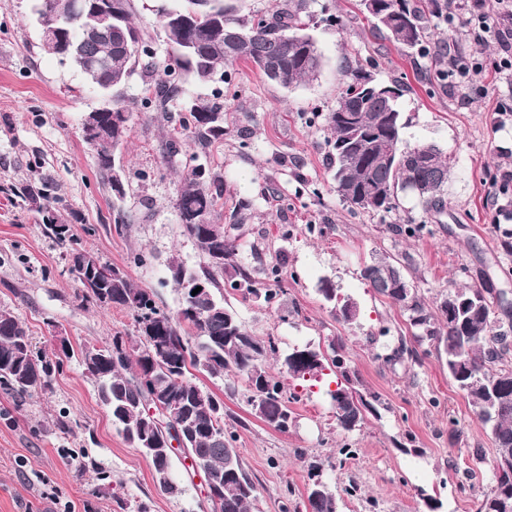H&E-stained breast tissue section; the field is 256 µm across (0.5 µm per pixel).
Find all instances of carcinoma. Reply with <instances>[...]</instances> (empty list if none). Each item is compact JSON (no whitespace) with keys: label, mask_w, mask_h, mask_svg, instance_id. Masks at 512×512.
Listing matches in <instances>:
<instances>
[{"label":"carcinoma","mask_w":512,"mask_h":512,"mask_svg":"<svg viewBox=\"0 0 512 512\" xmlns=\"http://www.w3.org/2000/svg\"><path fill=\"white\" fill-rule=\"evenodd\" d=\"M106 0H84L81 12L71 11L56 43L44 49L84 66L87 56L100 66L92 84L112 96V111L102 113L101 136L95 147L97 167L112 190L115 223L125 224L122 149L128 142L132 112L123 104L124 91L135 67L151 72L161 68L164 78L146 88L147 105L163 106L179 93L178 75L188 72L201 82L225 73V67L243 61L269 82L291 88L314 78L321 67L316 42L307 33L302 14L309 0H287L270 17L244 13V0H161L155 15L168 57L159 66L151 45L134 20L133 0H118L119 14L112 42L83 40L89 18ZM449 0H359L360 11L374 33L400 49L420 52L434 38L432 19H448ZM382 87L374 77L358 69L353 81L337 94L336 108L325 116L328 160L336 193L354 213L388 214L401 201L413 198L425 211L441 213L448 182V157L434 143L408 142L407 122L399 99L404 85L395 80L391 94L381 97ZM180 127L191 131L192 140L209 146L224 135V101L216 97L194 105ZM197 154L186 159L174 207L180 234L191 240L202 262L196 269L176 256L167 260L171 281L181 295L175 313L163 312L156 320L150 314L159 305L155 293L134 283L127 271L101 262L93 253L74 247L71 225L63 222L47 193L29 183L10 187L19 198L47 200L42 210V230L74 254L78 266L93 267V281L74 275L75 298L81 306L120 308L135 322L136 338L112 337L100 349V359L84 371L96 384L98 395L111 416L112 425L125 441L139 449L149 461L161 491L171 497L185 494L173 477L175 456L168 451L171 421L196 424L187 438V451L218 481L211 512H251L258 499L255 483L246 473L234 448L235 435L224 423V400L196 382V374L215 380L245 381L247 403L255 417L279 432L294 421L284 383L266 368L263 358L276 352L273 339L262 340L224 306V272L231 270L229 287L243 298L263 297L268 304L280 295L283 269L279 264L261 268L237 260L240 243L218 222L217 206L222 198L223 176L197 163ZM400 262L382 257L360 270V277L375 293L388 298L407 314L414 340L434 346L445 356L448 374L466 394L480 421L491 430L495 444L493 463L512 466V301L508 291L489 279L475 288L459 287L436 306L427 305L411 290L406 297L387 293L376 286L375 274H395ZM206 290L194 304L186 302L193 281ZM332 312L345 322L356 317L357 306L325 279L318 288ZM508 315L504 323L492 318V308ZM331 356L309 346L284 354L281 370L293 380H324L326 364L334 367L335 380L326 382V394L336 424L350 432L364 419L363 411H375L354 387L343 346L329 344ZM53 371L47 356L35 351L28 329L7 308H0V389L24 396L46 388ZM336 388H331V385ZM503 496L512 499V471L493 473V486L478 502L476 512H490L487 504ZM309 512H337L336 494L325 488L308 499Z\"/></svg>","instance_id":"obj_1"}]
</instances>
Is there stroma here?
<instances>
[{"instance_id":"obj_1","label":"stroma","mask_w":512,"mask_h":512,"mask_svg":"<svg viewBox=\"0 0 512 512\" xmlns=\"http://www.w3.org/2000/svg\"><path fill=\"white\" fill-rule=\"evenodd\" d=\"M31 4L0 0V307L13 311L47 355L63 340L77 350L134 333L128 312L87 311L75 301L64 250L42 231L40 201L6 192L31 181L51 186L83 246L124 267L161 308L177 310L180 295L166 262L176 255L196 267L200 258L179 233L177 179L161 145L190 104L222 97L224 137L206 150L224 177L220 222L230 224L231 213H239L243 263L269 264L279 250L287 258L285 292L275 304L228 289L226 305L256 336L274 338L283 354L342 342L362 393L380 399L346 432L323 384L290 381L295 423L283 433L252 414L243 381L227 395L222 382L198 376L200 385L224 395L235 448L259 489L254 512H306L313 460L336 492L338 512H429L427 494L440 501L438 512H476L493 484L492 435L434 347L415 343L406 314L359 273L375 257L397 256L431 306L449 288L479 285L485 275L512 290V256L499 248L502 230L512 228V190L500 194L490 182L491 174L512 168V111L496 110L512 104V85L496 69L499 45H476L465 12L439 24L458 55L478 56L484 66L483 90L464 92L437 76L431 57L377 39L357 0H313L308 31L322 54L313 81L285 90L239 62L208 83L183 75L178 97L156 110L143 103L150 75L135 70L125 89L133 119L122 151L130 223L119 230L112 194L81 135L82 117L105 96L72 63L45 51ZM349 62L379 82L400 80L407 140L447 152L444 214L406 199L392 213L354 215L337 195L324 117L349 80ZM310 224L321 225V233L309 235ZM407 225L414 234L400 235ZM139 251L147 264L132 262ZM325 277L356 303L355 321L336 319L323 300L318 288ZM401 343L403 361H384L385 347ZM177 466L187 493L169 498L157 490L145 457L113 427L78 358L64 361L43 390L21 397L0 390V512H138L143 504L149 512H210L202 477L189 473L185 460Z\"/></svg>"}]
</instances>
